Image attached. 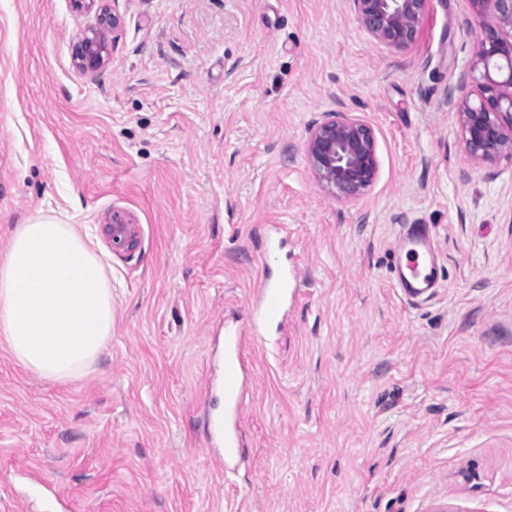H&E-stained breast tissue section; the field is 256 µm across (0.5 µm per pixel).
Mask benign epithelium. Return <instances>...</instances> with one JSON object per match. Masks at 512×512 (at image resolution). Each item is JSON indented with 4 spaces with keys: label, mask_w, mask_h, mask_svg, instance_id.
Wrapping results in <instances>:
<instances>
[{
    "label": "benign epithelium",
    "mask_w": 512,
    "mask_h": 512,
    "mask_svg": "<svg viewBox=\"0 0 512 512\" xmlns=\"http://www.w3.org/2000/svg\"><path fill=\"white\" fill-rule=\"evenodd\" d=\"M360 25L377 41L394 48L409 45L416 37L430 0H352ZM489 12L488 26L476 53L474 70L477 100L454 99L467 154L479 161L502 155L512 158V0H473ZM115 14L102 13L97 26L81 35L75 53L77 67L95 72L107 60L103 32L118 28ZM307 159L321 184L342 200L360 196L375 181L378 173L375 136L363 121L338 112L326 115L316 125L307 143ZM138 233L133 219L112 214V250L133 253Z\"/></svg>",
    "instance_id": "1"
}]
</instances>
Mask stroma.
Listing matches in <instances>:
<instances>
[{
	"instance_id": "1",
	"label": "stroma",
	"mask_w": 512,
	"mask_h": 512,
	"mask_svg": "<svg viewBox=\"0 0 512 512\" xmlns=\"http://www.w3.org/2000/svg\"><path fill=\"white\" fill-rule=\"evenodd\" d=\"M102 6L120 25L84 73ZM489 22L430 0L395 49L352 0H0V258L32 215L75 225L115 306L67 384L0 343V512H512V160H471L447 104ZM334 111L376 140L350 200L307 160ZM116 211L133 255L112 250ZM405 223L441 256L427 301L394 285ZM278 224L299 291L276 347L245 351L234 468L207 445L214 341L275 277ZM119 24L120 19L116 14L104 12L99 15L97 26L83 32L75 53L76 65L80 70L92 73L106 63L108 50L103 32L111 27L113 31ZM133 219L124 214H112V250L113 252L133 253L138 246V233Z\"/></svg>"
}]
</instances>
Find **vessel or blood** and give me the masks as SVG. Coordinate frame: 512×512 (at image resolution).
<instances>
[{"instance_id":"b4317fda","label":"vessel or blood","mask_w":512,"mask_h":512,"mask_svg":"<svg viewBox=\"0 0 512 512\" xmlns=\"http://www.w3.org/2000/svg\"><path fill=\"white\" fill-rule=\"evenodd\" d=\"M395 286L409 301L436 295L439 287L437 261L426 225H404L392 248ZM291 282L287 275L264 281L252 306L249 330L234 327L224 330V369L211 386L224 393V414L209 422L211 447L222 449L225 459L244 455V443L238 426L247 396V361L244 356L247 333H260L266 326L279 322L284 311Z\"/></svg>"}]
</instances>
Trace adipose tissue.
Here are the masks:
<instances>
[{"label":"adipose tissue","instance_id":"obj_1","mask_svg":"<svg viewBox=\"0 0 512 512\" xmlns=\"http://www.w3.org/2000/svg\"><path fill=\"white\" fill-rule=\"evenodd\" d=\"M112 281L75 225L41 214L0 259V340L25 368L65 384L112 339Z\"/></svg>","mask_w":512,"mask_h":512}]
</instances>
